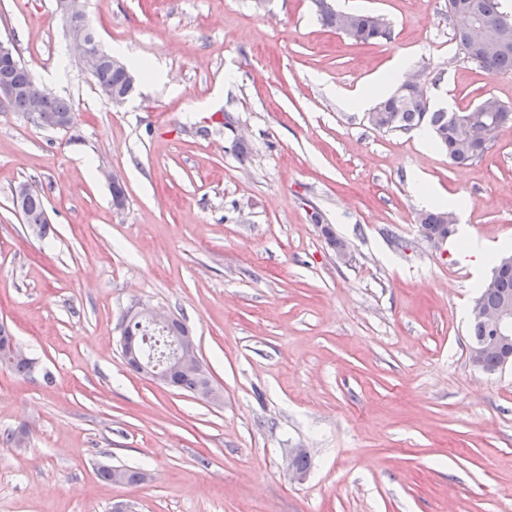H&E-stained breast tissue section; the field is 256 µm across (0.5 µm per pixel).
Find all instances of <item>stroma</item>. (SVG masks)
I'll use <instances>...</instances> for the list:
<instances>
[{
  "label": "stroma",
  "mask_w": 512,
  "mask_h": 512,
  "mask_svg": "<svg viewBox=\"0 0 512 512\" xmlns=\"http://www.w3.org/2000/svg\"><path fill=\"white\" fill-rule=\"evenodd\" d=\"M84 4L104 49L161 78L112 105L54 0H0V38L77 114L53 130L0 111V324L34 361L0 368V433L28 431L0 445V512H512V368L469 359L491 270L425 240L412 185L422 174L476 238L512 242V124L459 166L347 105L399 54L451 112L512 106V74L463 58L448 0H332L387 19L371 44L324 27L314 0ZM21 182L46 236L12 205ZM139 301L186 324L221 403L128 369ZM20 185L25 186V188L27 190H25V188ZM18 186H20V187H18ZM14 192H15V194H14ZM24 193H25V195H24ZM19 195H22V196L24 195L23 197H19L18 206H19L20 213L22 214L23 219L25 221V224H31V226L32 225L38 226L40 229V232H39V229L36 227H33L32 230L36 234L46 235L47 231L49 229V224H48V220L46 217L44 200H43L41 194L34 191L33 189H31L28 184L20 183L19 185L14 187V189L12 190L13 205L16 202V197L18 198ZM14 207H15V205H14Z\"/></svg>",
  "instance_id": "1"
}]
</instances>
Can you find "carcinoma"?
Wrapping results in <instances>:
<instances>
[{
    "instance_id": "carcinoma-1",
    "label": "carcinoma",
    "mask_w": 512,
    "mask_h": 512,
    "mask_svg": "<svg viewBox=\"0 0 512 512\" xmlns=\"http://www.w3.org/2000/svg\"><path fill=\"white\" fill-rule=\"evenodd\" d=\"M318 7L322 25L335 31L339 30L340 17L348 16L352 21V30L347 36L356 42L374 43L390 36L389 25H377L371 13H345L325 6V0H319ZM476 7L481 22L492 27L505 14L500 0H476ZM452 40L459 53L470 64L495 73L512 74V45L499 51L489 60H481L471 49L470 35L467 31L461 28L452 29ZM92 77L101 93L109 99L114 95L129 98L135 91L134 81L129 78L126 65H114L110 54L98 65ZM2 82L15 87L14 111L25 114L30 97L38 95L39 89L31 72L17 59L13 63L0 65V83ZM507 114L512 115V106L501 102L498 103L496 112H479L475 107L457 113L435 109L425 92L420 89L408 94L400 102L396 101L394 93L380 100L368 112L367 121L372 128L384 132H408L423 128L445 149L452 163L463 165L484 155L485 150L471 149L465 139L458 134V121L474 118L493 132L503 126ZM74 119L76 113L69 100L55 96L42 101L40 126L57 129L64 122ZM19 210L25 223L38 226L40 234H47L49 224L40 193L31 188L27 189L25 195L19 198ZM417 223L423 231L434 230L442 224L454 223L453 213L448 210H425L418 214ZM505 297L512 298V256H502L494 261L491 277L482 285L476 302L485 306H495ZM0 366L17 374H27L32 370V360L13 358L8 352L0 350ZM174 379L177 390L190 395L203 385V379L192 372L178 370L174 373Z\"/></svg>"
}]
</instances>
